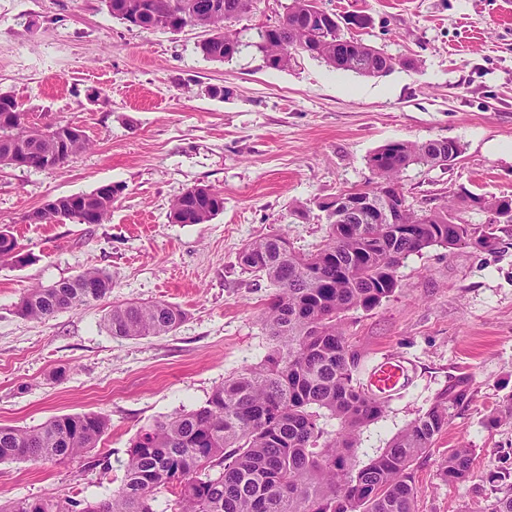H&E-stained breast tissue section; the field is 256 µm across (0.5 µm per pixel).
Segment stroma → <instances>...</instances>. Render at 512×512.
<instances>
[{
  "mask_svg": "<svg viewBox=\"0 0 512 512\" xmlns=\"http://www.w3.org/2000/svg\"><path fill=\"white\" fill-rule=\"evenodd\" d=\"M338 18L369 22L352 37L401 66L378 77L309 57L267 67L244 50L205 60L199 28L141 31L103 0H0V93L39 126L84 130L90 148L57 170L0 167V225L33 260L0 264V425L33 428L54 416L100 412L110 428L93 454L57 463H0V499L48 493L102 497L124 475L132 437L157 419L197 408L225 378L260 363L271 344L261 313L272 290L238 256L258 238L286 235L314 250L328 221L319 203L366 185L368 158L394 141L454 140L453 166L412 165L404 192L416 209L461 190L512 196V0H320ZM222 87L223 97L210 88ZM121 186L109 220L32 224L52 198ZM219 191L207 224L169 220L175 196ZM501 243L431 246L397 269L389 300L348 312V336L366 366L393 354L412 363L409 386L368 427L367 460L459 377L469 397L413 465L417 512H483L491 472L512 468V422L492 424L512 398V223ZM106 270L108 300L44 321L20 317L31 287ZM164 301L186 318L166 335L113 336L111 304ZM473 447L466 482L442 483L449 449ZM108 458L109 470L92 466Z\"/></svg>",
  "mask_w": 512,
  "mask_h": 512,
  "instance_id": "stroma-1",
  "label": "stroma"
}]
</instances>
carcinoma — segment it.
<instances>
[{
    "instance_id": "carcinoma-1",
    "label": "carcinoma",
    "mask_w": 512,
    "mask_h": 512,
    "mask_svg": "<svg viewBox=\"0 0 512 512\" xmlns=\"http://www.w3.org/2000/svg\"><path fill=\"white\" fill-rule=\"evenodd\" d=\"M112 17L143 31L159 28L161 18L187 20L208 37L198 44L202 57L223 62L252 48L276 56L287 68L296 55L327 66L376 77L394 70L364 42L336 34L319 0H293L279 28L258 32L244 42L232 23L257 8L258 0H104ZM0 159L21 145L30 152L29 168L63 152L66 164L89 149L84 135L46 134L34 140L27 113L14 96L0 93ZM462 147L452 140L425 143L395 141L368 158L374 193L372 220L329 224L324 241L308 253L294 251L286 236L269 235L246 244L239 254L242 270L274 288L261 320L275 346L256 365L224 379L199 408L141 428L127 448L121 484L100 499L46 495L0 503V512H158L157 494L175 491L170 512H416L418 489L413 464L427 453L448 426L449 410L468 399L464 377L439 393L429 408L409 422L381 452L367 461L356 448L364 429L382 419L388 401L372 393L363 378L364 358L346 333V314L370 310L398 288L396 270L403 259L430 246L473 244L498 248L493 225L470 224L466 198L478 209L495 212L499 198L471 192L434 210H415L402 197L394 223H377L388 210L381 191L402 187L400 176L411 165L435 166L456 161ZM121 188L72 194L52 210L28 215L34 224L73 219L102 224L112 213ZM224 208L221 194L197 185L177 195L170 207L174 224H207ZM14 253L15 266L32 262L17 240L0 234V260ZM112 275L89 268L72 279L27 290L16 305L23 318L46 320L106 299ZM186 318L166 302L112 306L105 325L114 336H162ZM336 426L328 427V422ZM110 426L97 412L51 418L36 428L0 425V462H58L98 446ZM475 449L448 452L438 464L441 482L470 478ZM495 497L487 512H512V472L490 476Z\"/></svg>"
}]
</instances>
